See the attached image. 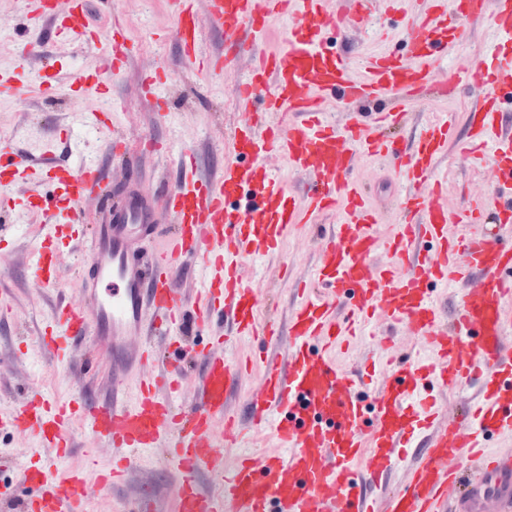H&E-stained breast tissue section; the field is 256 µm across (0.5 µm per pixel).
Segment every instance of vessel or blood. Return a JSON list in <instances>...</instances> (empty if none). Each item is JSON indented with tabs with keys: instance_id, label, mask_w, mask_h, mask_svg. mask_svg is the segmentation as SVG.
I'll list each match as a JSON object with an SVG mask.
<instances>
[{
	"instance_id": "vessel-or-blood-1",
	"label": "vessel or blood",
	"mask_w": 512,
	"mask_h": 512,
	"mask_svg": "<svg viewBox=\"0 0 512 512\" xmlns=\"http://www.w3.org/2000/svg\"><path fill=\"white\" fill-rule=\"evenodd\" d=\"M396 2L345 0L335 13L324 0H205L201 11L194 0H179V63H200L204 31L223 34L224 48L209 62L230 77L247 120L233 138L235 159L219 176L187 179L159 196L129 191L113 205L109 223L86 240L70 236V243L86 246L91 286L80 301L58 303L55 331L39 342L54 356L62 336L103 342L112 355V386L77 408L37 392L16 409L13 426L53 451L40 468L23 471L34 490L23 512H84L83 472L56 470L73 451L68 428L77 417L112 452L111 466L96 473L101 486L126 482L139 459L160 455L178 477L175 512H512V451L491 452L485 445L491 434H512V223L482 221L495 193L512 189V113L503 109L504 96L512 94V0H495L490 13L486 0H430L425 14L407 22L402 54L369 53L357 61L322 50L327 33L347 39L377 13L392 12ZM32 4L34 20L58 35L100 46L102 65L80 76L79 91L105 97V73L117 78L124 71V29L102 34L91 28L81 0L65 8L58 0ZM277 16L289 17L290 24L283 49L272 53L258 35ZM484 17L495 36L490 52L467 55L452 74L434 80L439 54ZM243 54L250 63L239 76L235 64ZM464 88L476 96L459 154L483 164L487 179L469 205L452 210L436 162L448 149L453 115L425 119L409 144L391 132L404 124L407 102L442 100ZM394 91L404 101L389 110L351 112L342 124L326 114V95L364 106ZM57 149L53 139L12 148V162L0 165V191L10 192L19 180L51 185L74 210L70 224H78L79 204L101 189L105 172L90 160L76 168L61 164ZM366 153L382 158L406 187L396 200L402 222L385 242L376 232L379 213L351 178ZM246 154L252 160L245 164ZM273 157L311 177L303 203L278 178ZM244 187L251 188V200L231 209ZM327 213L336 223L324 235L314 273L321 293L303 296L292 313L290 353L282 359L279 332L259 324V299L240 265L278 248L288 226ZM167 216L174 219L171 250L140 258L142 241ZM381 250L391 263H374ZM183 254L199 257L202 265L199 323L208 324L218 311L229 334L267 338L245 420L227 411L238 368L225 350L197 352L203 375L185 408L160 394L176 378L148 371L154 358L148 337L172 336L184 305L174 285ZM57 257V248L44 244L31 254L46 284L54 282ZM448 286L457 297L453 308L441 295ZM379 311L414 337L418 356L385 357L386 338L374 325ZM368 330L380 386L369 407L360 396L363 378L331 356L341 336ZM426 379L473 394L451 417L446 403L425 391ZM247 429L274 434L283 455L258 459L245 452L233 468L218 466L221 449L235 446ZM410 438L417 444L407 482L390 489L396 450ZM203 470L213 474L207 489L197 481Z\"/></svg>"
}]
</instances>
